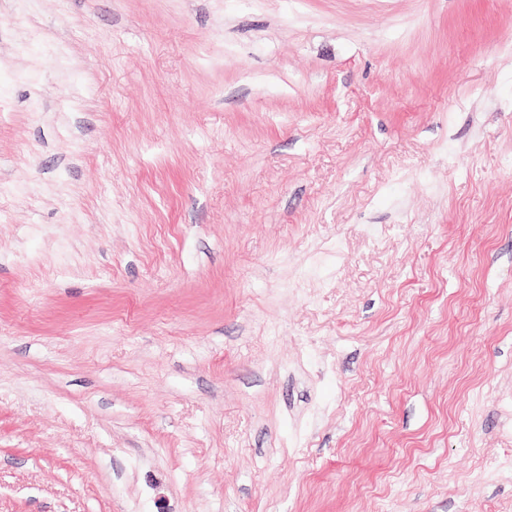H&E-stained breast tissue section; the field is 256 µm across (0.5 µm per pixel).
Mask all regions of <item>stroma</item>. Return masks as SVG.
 <instances>
[{"label": "stroma", "mask_w": 512, "mask_h": 512, "mask_svg": "<svg viewBox=\"0 0 512 512\" xmlns=\"http://www.w3.org/2000/svg\"><path fill=\"white\" fill-rule=\"evenodd\" d=\"M0 512H512V0H0Z\"/></svg>", "instance_id": "1"}]
</instances>
